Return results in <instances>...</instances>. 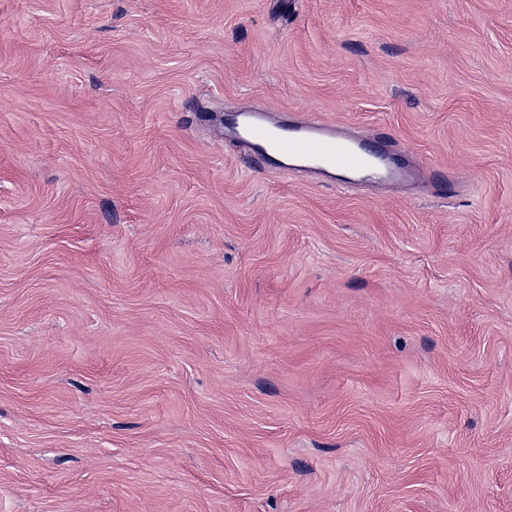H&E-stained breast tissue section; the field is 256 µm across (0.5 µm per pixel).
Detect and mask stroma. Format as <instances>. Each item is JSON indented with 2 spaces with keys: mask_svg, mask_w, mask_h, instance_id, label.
Wrapping results in <instances>:
<instances>
[{
  "mask_svg": "<svg viewBox=\"0 0 512 512\" xmlns=\"http://www.w3.org/2000/svg\"><path fill=\"white\" fill-rule=\"evenodd\" d=\"M0 512H512V0H0ZM220 122L224 137L240 139L250 146L251 158L261 170L290 172L306 168L331 175L373 170L386 179L404 172L402 158L393 155L402 148L384 133L367 143H355L334 123L268 109L224 112ZM285 161L293 164L287 165Z\"/></svg>",
  "mask_w": 512,
  "mask_h": 512,
  "instance_id": "35a3bbf8",
  "label": "stroma"
}]
</instances>
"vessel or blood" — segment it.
<instances>
[{
    "label": "vessel or blood",
    "instance_id": "vessel-or-blood-1",
    "mask_svg": "<svg viewBox=\"0 0 512 512\" xmlns=\"http://www.w3.org/2000/svg\"><path fill=\"white\" fill-rule=\"evenodd\" d=\"M220 122L225 136L246 142L257 168L273 170L293 164L322 174H359L368 170L392 179L404 172L397 144L384 133L366 143L347 139L335 126L314 116L267 109L227 112Z\"/></svg>",
    "mask_w": 512,
    "mask_h": 512
}]
</instances>
